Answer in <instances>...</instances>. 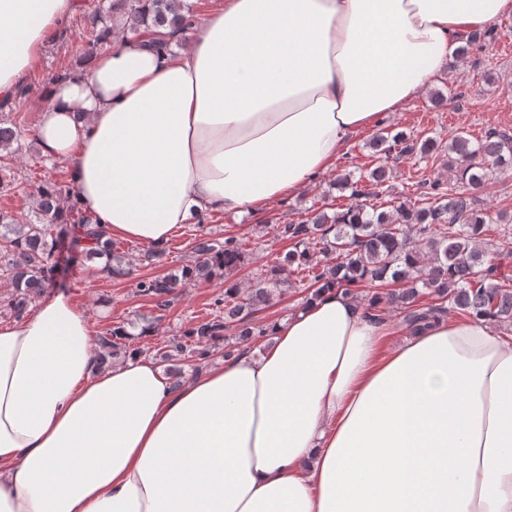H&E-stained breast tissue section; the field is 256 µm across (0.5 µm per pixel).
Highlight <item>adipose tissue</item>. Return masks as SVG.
<instances>
[{
    "instance_id": "ef3b65f1",
    "label": "adipose tissue",
    "mask_w": 512,
    "mask_h": 512,
    "mask_svg": "<svg viewBox=\"0 0 512 512\" xmlns=\"http://www.w3.org/2000/svg\"><path fill=\"white\" fill-rule=\"evenodd\" d=\"M75 0H0V101ZM512 0H213L182 50L114 33L46 83L37 137L110 236L164 244L331 171ZM396 328L322 291L261 355L180 389L102 369L56 290L0 325V512H512V342L488 320Z\"/></svg>"
}]
</instances>
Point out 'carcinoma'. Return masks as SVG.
Wrapping results in <instances>:
<instances>
[{
  "label": "carcinoma",
  "mask_w": 512,
  "mask_h": 512,
  "mask_svg": "<svg viewBox=\"0 0 512 512\" xmlns=\"http://www.w3.org/2000/svg\"><path fill=\"white\" fill-rule=\"evenodd\" d=\"M195 22L189 0H109L92 17V29L86 52L92 55L98 46L110 39L116 25L132 35L151 32L152 46L169 45V37L185 31ZM494 38L491 31L472 32L462 39L458 56H466L485 39ZM21 123L0 117V153L12 155L21 150ZM368 147L378 158H391V153L416 154L421 159L438 153L442 142L435 137L417 139L400 131L376 133ZM448 183L438 179L423 183L432 202L415 206L405 201L389 210L369 203L378 198V188L388 179L383 164L361 173L353 171L336 176V187L358 200L340 212L324 210L301 224H286L281 236L294 242L284 259L265 269L253 282L247 294H240L228 275L243 262L244 256L236 239L228 237L220 244L202 242L197 247L198 260L181 275L138 282V292L145 296L169 295L186 280L214 279L225 282L224 297L215 304H224V312L205 322L187 328L180 339L171 341L159 353L160 362H183L192 365L208 356L194 346V338L220 341L224 331L237 329V336L247 340L266 336L269 325H254L249 316L267 307L276 291L288 283L294 271L307 269L311 286L334 285L350 288L365 281L398 284L388 293V303L409 310L412 326L421 329L437 317V308L413 310L420 289H428L451 307L473 317H487L512 325V288H504L494 279L512 281L500 272L499 261L512 255L507 243L481 246L485 225L493 222L512 224V215L505 211L496 217L480 207L477 193L504 169H512V134L491 129L481 138L473 139L458 129L448 136ZM62 189L55 184L38 188L33 198L32 219L19 222L7 213H0V272L11 281L13 293L9 306L22 316L30 303L54 283L57 263L54 255L60 236L54 228L68 223L77 215L85 257L105 259L102 271L108 276L130 273V262L113 252L112 239L104 225L87 213L76 211V205L63 210ZM328 260L312 265V251ZM131 336L126 326H116L100 337V362L110 357L131 358L140 350L126 345Z\"/></svg>",
  "instance_id": "carcinoma-1"
}]
</instances>
